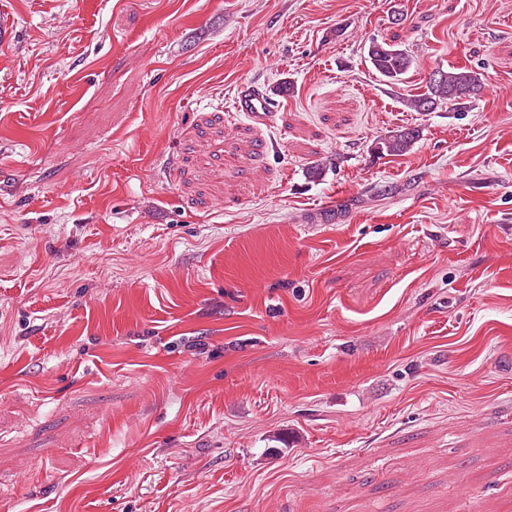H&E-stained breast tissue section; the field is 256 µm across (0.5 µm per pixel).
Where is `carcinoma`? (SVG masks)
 <instances>
[{"label":"carcinoma","mask_w":512,"mask_h":512,"mask_svg":"<svg viewBox=\"0 0 512 512\" xmlns=\"http://www.w3.org/2000/svg\"><path fill=\"white\" fill-rule=\"evenodd\" d=\"M367 60L372 69L385 81L397 83L403 79L415 63L412 54L397 44L386 41H370ZM484 90L482 74L473 68L451 66L435 68L429 75L426 91L407 101L408 107L416 112H432L442 103L464 107L476 98L474 92ZM418 131L405 127L395 134L376 142L375 149L389 155H403L415 144Z\"/></svg>","instance_id":"obj_1"}]
</instances>
